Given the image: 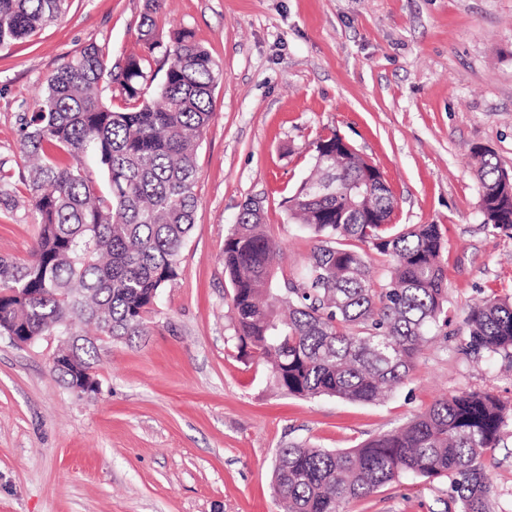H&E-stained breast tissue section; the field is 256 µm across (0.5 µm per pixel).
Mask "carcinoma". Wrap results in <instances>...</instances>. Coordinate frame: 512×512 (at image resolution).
Here are the masks:
<instances>
[{"mask_svg":"<svg viewBox=\"0 0 512 512\" xmlns=\"http://www.w3.org/2000/svg\"><path fill=\"white\" fill-rule=\"evenodd\" d=\"M161 2L146 0L138 31L144 53L114 66L109 43L92 42L18 114L21 152L33 160L26 187L40 233L27 257H0V335L35 344L73 329L50 371L74 393L92 377L102 343L145 332L152 301L177 276L199 204L196 152L213 116L219 72L191 31L159 39ZM66 9L67 0H0V47L32 36ZM157 52L167 69L155 103L145 86ZM104 81L119 88L122 107L102 96ZM336 136L314 142L327 148L326 157L315 159L314 174L288 198V217L319 240L302 276L279 279L256 200L242 204L225 235L231 339L266 360L271 383L289 395L367 403L409 379L429 327L445 313L444 243L438 224H391L389 189L359 194L364 163L351 151L336 156ZM473 159L483 224L512 231V176L486 149H474ZM336 181L346 193H316ZM367 248L389 262L378 288ZM467 325L466 351L512 364V301L474 305ZM511 432L512 410L493 395L452 394L356 448L282 446L274 494L285 512H341L404 475L446 478L457 512H488L482 458Z\"/></svg>","mask_w":512,"mask_h":512,"instance_id":"carcinoma-1","label":"carcinoma"}]
</instances>
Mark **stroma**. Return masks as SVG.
<instances>
[{
    "label": "stroma",
    "mask_w": 512,
    "mask_h": 512,
    "mask_svg": "<svg viewBox=\"0 0 512 512\" xmlns=\"http://www.w3.org/2000/svg\"><path fill=\"white\" fill-rule=\"evenodd\" d=\"M145 0H71L63 18L0 48V162L13 203L0 255L26 257L39 233L23 178L16 115L92 42L113 62L140 52ZM160 35L186 28L219 69L197 150L199 198L177 277L146 335L104 345L100 385L77 396L53 378L58 340L0 335V512H280L277 448L349 449L438 398L488 391L512 407V366L466 354V317L512 298V236L479 211L473 147L512 174V0H163ZM341 135L384 174L397 224H437L446 312L409 379L386 401L278 393L266 367L231 343L224 237L261 199L281 275L305 268L316 238L287 219L313 143ZM490 512H512V438L484 458ZM447 480L407 478L344 512H446Z\"/></svg>",
    "instance_id": "obj_1"
}]
</instances>
